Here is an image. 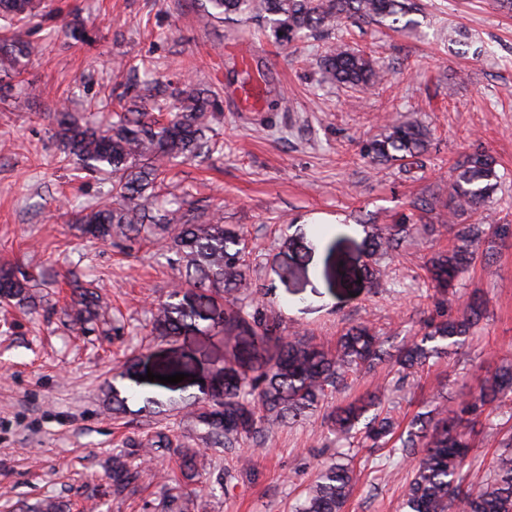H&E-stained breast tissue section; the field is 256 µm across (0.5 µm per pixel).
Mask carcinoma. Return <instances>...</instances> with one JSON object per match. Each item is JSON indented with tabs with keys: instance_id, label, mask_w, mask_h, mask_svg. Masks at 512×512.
<instances>
[{
	"instance_id": "obj_1",
	"label": "carcinoma",
	"mask_w": 512,
	"mask_h": 512,
	"mask_svg": "<svg viewBox=\"0 0 512 512\" xmlns=\"http://www.w3.org/2000/svg\"><path fill=\"white\" fill-rule=\"evenodd\" d=\"M204 16L217 23L245 25L260 31L281 47H289L319 30H333L342 21H372L394 32L418 24L417 0H200ZM35 0H0V17L12 24L11 35L0 38V72L21 73L29 56L27 26L37 17ZM322 82L366 89L379 77L376 62L338 46L317 60ZM217 93L210 95L191 84L126 83L119 95L120 110L112 122L95 126L71 112H59L55 134L60 161L74 162L88 174L112 179L110 191L85 206L76 217V229L106 241L114 236L130 242L155 232L169 242L183 262V283L225 297L228 308L216 325L227 335L251 336L269 353L267 362L233 378L224 392L193 403L184 415L208 448L233 453L250 443L261 447L272 429L304 420L327 405L333 394L347 387L351 374L371 371L387 355L386 339L374 328L347 329L326 349L306 339L282 335L279 323L260 310L255 299L242 294L247 242L242 230L211 216L201 219L181 205L167 208L156 192L158 181L178 162L207 159L223 145L212 127L218 112ZM169 111L160 123L151 113ZM427 131L414 122L393 123L366 142L363 155L374 163L403 162L420 156ZM450 184L448 213L478 212L492 199L499 176L494 157L470 153L456 163ZM451 249L431 257L427 279L435 294L446 297L458 288V278L482 254V240L491 236L501 243L512 240V224H456ZM407 224H392L373 247L396 250L409 234ZM65 311L72 326L100 318L103 304L98 291L73 271ZM34 276L14 267H0V303L36 307L31 283ZM485 300L472 295L455 311L430 321L423 336L398 351L399 384L403 385L429 361L462 346L475 335L485 318ZM187 315L174 304H162L153 317L152 330L172 336ZM512 401V363L491 372L478 391L448 404L439 402L417 412L405 427L380 408V396L371 392L326 414L329 433L337 442L354 440L380 448L397 436L389 453L397 461H413L412 478L404 494L403 512H512V428L504 432L486 408ZM485 423L498 453L485 479L473 482L463 464L474 449L471 431ZM178 455L182 475L194 479L206 467L194 448H175L170 436L159 433L112 455V486L118 494L140 477L129 459L140 454ZM339 452L326 461L316 479L296 501L293 512H343L354 487L353 469ZM194 500L181 491L166 497L161 512H191Z\"/></svg>"
}]
</instances>
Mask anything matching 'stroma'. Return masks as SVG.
<instances>
[{
  "label": "stroma",
  "mask_w": 512,
  "mask_h": 512,
  "mask_svg": "<svg viewBox=\"0 0 512 512\" xmlns=\"http://www.w3.org/2000/svg\"><path fill=\"white\" fill-rule=\"evenodd\" d=\"M421 2L416 29L348 23L283 53L208 21L192 0H44V16L28 32L32 53L14 80L28 106L19 111L0 99V265L34 271L39 300L33 310L0 307V512L46 498L70 503L71 512H157L161 477L179 475L176 457L134 459L141 477L118 496L109 478L113 453L158 431L198 447L179 408L223 390L232 370L261 359L251 337L229 341L214 329L225 302L197 288L177 296L192 314L180 335L152 336L151 316L179 279L168 245L100 242L74 229V203L96 200L103 186L60 163L51 115L108 118L116 57L153 62L157 77L175 86H210L224 151L177 166L164 193L244 230L249 290L285 333L331 345L343 329L366 323L398 348L440 310L425 264L452 242L446 204L462 155L496 157L501 186L487 221L512 224V8L502 0ZM452 27L466 29L468 42L450 43ZM338 45L376 59L374 89L321 83L315 62ZM279 97L285 105L269 108ZM413 120L430 131L415 163L363 158V142L387 123ZM401 223L412 227L408 241L371 253L380 229ZM428 224L436 232H425ZM484 247L492 263L476 262L454 301L480 290L489 317L456 354L418 373L415 391L387 387L384 407L400 423L421 402L461 399L512 360V245ZM71 269L99 288L124 335L108 322L65 325ZM168 367L183 381L146 380ZM114 387L133 393L117 419L107 399ZM327 441L318 413L276 428L233 488L221 492L205 479L196 512H291L327 456ZM386 455L357 449L344 512H402L412 466L382 478Z\"/></svg>",
  "instance_id": "obj_1"
}]
</instances>
